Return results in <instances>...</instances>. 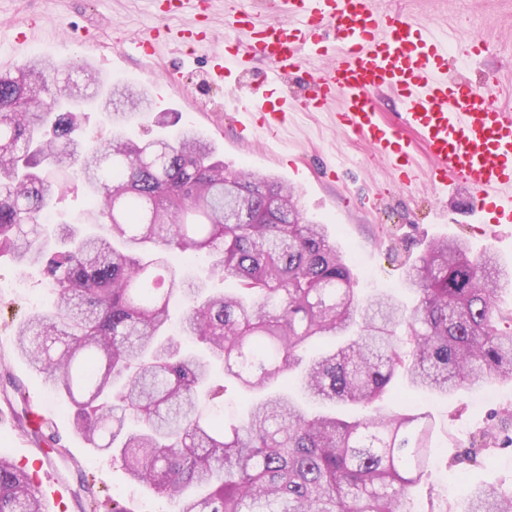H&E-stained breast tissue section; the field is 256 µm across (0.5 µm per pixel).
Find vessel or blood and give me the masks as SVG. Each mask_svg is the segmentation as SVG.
Wrapping results in <instances>:
<instances>
[{"instance_id":"b4317fda","label":"vessel or blood","mask_w":512,"mask_h":512,"mask_svg":"<svg viewBox=\"0 0 512 512\" xmlns=\"http://www.w3.org/2000/svg\"><path fill=\"white\" fill-rule=\"evenodd\" d=\"M192 0H148L153 15L168 19L182 14ZM274 16L262 19L234 0L225 11L224 52L215 57L208 77L241 81L252 60L265 61L268 88L287 85L311 60L301 96L282 100L273 109L251 98L240 112L239 139L278 135L292 112H320L336 107V126L366 141L392 169L401 186L417 179V166L403 130L415 132L430 160L429 177L441 190L463 189L472 209L492 212L499 224H512V106L466 78L448 52L446 40L403 13L378 11L376 0H274ZM28 19L0 54V68L29 62V40L38 29ZM336 39L325 42L324 30ZM215 39L207 22L171 29L164 25L149 35L102 43L99 55L155 62L161 46L208 44ZM397 93L403 110L397 122L382 120L375 95Z\"/></svg>"}]
</instances>
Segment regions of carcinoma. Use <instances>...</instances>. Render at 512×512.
I'll return each instance as SVG.
<instances>
[{"instance_id":"cac0c4a2","label":"carcinoma","mask_w":512,"mask_h":512,"mask_svg":"<svg viewBox=\"0 0 512 512\" xmlns=\"http://www.w3.org/2000/svg\"><path fill=\"white\" fill-rule=\"evenodd\" d=\"M75 68L104 83L87 63L0 73V256L40 270L55 295L15 342L74 405L76 431L177 512H416L410 491L430 475L437 424L377 401L398 373L422 396L511 382L512 314L498 298L512 271L490 251L437 241L406 273L412 309L382 294L363 303L294 189L226 170L190 127L133 141L143 94L121 87L131 111L96 138L84 111H44L72 96ZM48 168L87 186L84 223L50 226ZM202 255L205 269L186 273ZM215 366L245 397L236 423L202 408L227 391L211 383ZM294 384L363 415L311 414ZM511 430L512 412L498 415L448 472L494 464ZM463 500L462 512H512V485L472 484ZM0 512H47L30 473L4 457Z\"/></svg>"}]
</instances>
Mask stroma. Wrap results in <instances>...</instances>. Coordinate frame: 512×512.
I'll return each mask as SVG.
<instances>
[{
    "label": "stroma",
    "mask_w": 512,
    "mask_h": 512,
    "mask_svg": "<svg viewBox=\"0 0 512 512\" xmlns=\"http://www.w3.org/2000/svg\"><path fill=\"white\" fill-rule=\"evenodd\" d=\"M383 11L411 15L447 38L460 58L465 74L500 101H512V0H377ZM38 15L43 27L31 42V54L56 60H84L115 84L146 91L155 105L130 131L138 141L171 136L185 126L200 130L219 150L225 166L271 175L300 194L304 216L327 224L342 255L352 268L360 293H387L410 301L406 270L437 238H463L473 253L492 249L512 267V236L493 234L489 218H477L467 193L435 194L427 180L402 188L392 179L384 161L373 156L363 141L337 133L331 112L297 113L288 131L278 138L263 136L241 144L236 140V112L248 102L251 89L262 81L266 63L254 61L242 89L202 83L201 72L220 52L222 41L195 50L162 49L154 74L141 65L112 68L99 63L85 37L89 19H98L99 36H137L161 26L150 15L146 0H0V51L7 50L14 29L29 15ZM67 33H59L58 23ZM482 38L487 52L474 54L472 41ZM178 74L186 109L166 104L165 73ZM50 294L39 271H20L10 260H0V455L26 470L49 469L67 489L63 502H49V512H83L77 504L79 476H86L100 500L98 512H107L109 498L129 502L134 512H159L162 505L145 487L133 483L121 464L100 453L74 430L70 403L47 392L40 378L13 346L18 323L48 307ZM28 394V404L9 399L7 379ZM439 427L442 448L431 483L414 491L418 505H426L432 484L448 473L449 458L468 447L472 432L488 423L492 412L512 410V383L500 386L490 398L477 401L475 393L418 399ZM41 413L66 456H56L49 444H35L18 427L23 411Z\"/></svg>",
    "instance_id": "35a3bbf8"
}]
</instances>
